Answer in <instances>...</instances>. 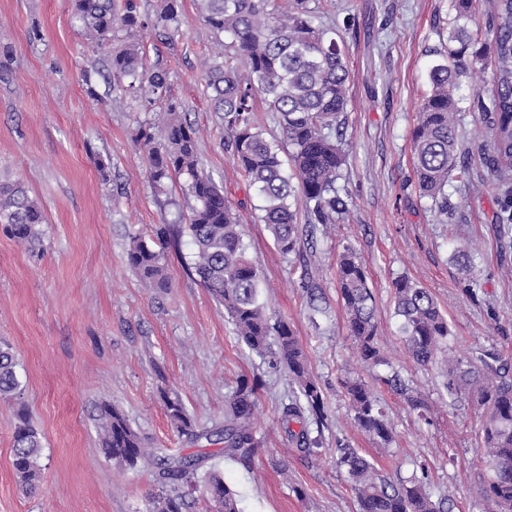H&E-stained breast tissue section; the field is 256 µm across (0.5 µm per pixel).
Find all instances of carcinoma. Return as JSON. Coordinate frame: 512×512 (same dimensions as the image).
<instances>
[{"label": "carcinoma", "mask_w": 512, "mask_h": 512, "mask_svg": "<svg viewBox=\"0 0 512 512\" xmlns=\"http://www.w3.org/2000/svg\"><path fill=\"white\" fill-rule=\"evenodd\" d=\"M316 2L312 8L309 0H283L281 4L276 0H200L205 25L230 39L227 53L208 62L205 71L214 109L222 113L224 146L255 189L259 201L255 209L284 255L301 247L294 205L305 206L311 224H331L347 210L336 181L344 163L341 144L349 61L343 43L336 39V28L320 21L321 0ZM492 6L483 39L468 27L475 0H454L448 50L431 68L432 89L420 105L412 132L419 192L448 218L453 216L445 193L448 178L465 180L470 175V163L459 149L461 115L454 91L467 67L486 58L492 62V87L487 96H478L477 110L490 129V138L480 147L479 157L489 187L506 193L512 184V0H493ZM71 7L90 40L112 45L109 71L114 82L129 78V87L137 82L157 98L166 97L167 71L143 67L136 33L149 31L164 41L173 39L178 32V0H162L152 16L140 13L137 0L120 4L117 0H71ZM239 58L248 68L245 76L234 65ZM259 95L278 115L288 146L285 161L255 121ZM180 109V104L168 103L167 111L157 113V120L139 130L138 142L148 155L151 180L160 185L174 176L185 178L195 202L188 224L194 248L192 268L224 306L238 340L259 356L272 354L274 363L287 370L300 396L283 406L281 422L289 427L288 437L297 450L310 454L313 448L302 423L308 416L320 425L326 423L322 389L294 330L286 321L271 322L267 315L261 301V274L247 256L239 217L224 199V190L201 168L198 129L182 119ZM44 223L43 210L21 182L0 183V231L32 248L40 243L38 226ZM154 237L159 250L135 238L127 259L145 287L164 289L168 287L164 250L178 243L179 228L162 225ZM454 260L463 274V294L478 300L470 286V252L459 250ZM337 279L355 349L365 362L381 364L375 299L362 263L348 246L339 256ZM392 288L401 340L412 361L425 368L454 343L448 319L433 295L410 278L395 279ZM17 366L12 347L0 342L1 399L20 395ZM445 377L448 396L463 394L478 411L481 512H512V365L493 355L474 360L454 355L448 358ZM378 381L406 397L409 407L428 419L427 402L410 395L398 376ZM341 387L357 426L377 442L389 444L393 428L374 390L357 379H344ZM258 389L255 381H241L227 399L224 428L215 432L224 456L248 468L260 450L253 422ZM165 409L179 433L199 437L178 398L165 399ZM295 423L300 424L297 432L292 430ZM98 425L107 458L129 466L144 459L157 465L162 491L152 501V512H186L185 489L196 482L205 456L169 457L147 450L125 416L107 404L99 408ZM41 453L40 433L21 409L12 464L31 492L40 480ZM338 464L347 470L359 512H446L444 501H434L423 481L415 477L388 481L354 448L339 449ZM205 481L213 512H241L238 495L224 483L220 472H207Z\"/></svg>", "instance_id": "cac0c4a2"}]
</instances>
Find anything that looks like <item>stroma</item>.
Segmentation results:
<instances>
[{
  "instance_id": "stroma-1",
  "label": "stroma",
  "mask_w": 512,
  "mask_h": 512,
  "mask_svg": "<svg viewBox=\"0 0 512 512\" xmlns=\"http://www.w3.org/2000/svg\"><path fill=\"white\" fill-rule=\"evenodd\" d=\"M199 0H178L179 32L163 43L142 36L143 62L169 73L167 100L200 131L201 164L236 208L248 255L263 280L272 320L288 321L324 392L327 423L309 424L318 448H289L280 421L297 390L288 373L241 344L224 308L191 272L192 246L167 250L170 286L151 292L127 261L132 237L159 224L185 223L192 198L181 179L153 185L140 127L167 100L148 104L107 71L108 46L85 37L70 0H0V181H22L43 209L42 244L32 250L0 232V341L18 359L22 393L0 400V512H150L161 488L155 467L130 468L101 451L98 408L109 403L152 448L205 454L203 469L223 473L242 512H358L337 450L356 448L390 479H422L449 512H478V418L467 398H449L444 361L417 367L397 333L392 282L406 276L427 288L447 317L458 354L512 360V236L495 222L503 199L481 181L475 151L489 132L473 97L487 93L492 67L476 64L456 92L459 141L472 151L470 180L448 181L454 219L422 197L414 178L412 130L430 89L429 70L448 46L453 0H329L330 23L350 62L345 163L336 185L346 213L332 224L297 222L299 253L281 254L255 209L253 189L224 148L203 63L229 39L202 21ZM470 241L479 303L462 294L453 259ZM355 251L376 301L382 365L368 367L348 336L337 259ZM399 374L428 401L420 419L385 385L377 394L393 429L381 445L355 424L342 379L373 383ZM243 379L258 380L254 412L263 451L252 468L224 458L217 445L181 435L165 398H179L197 431L224 425L225 401ZM26 409L43 437L37 492L13 466L16 412Z\"/></svg>"
}]
</instances>
